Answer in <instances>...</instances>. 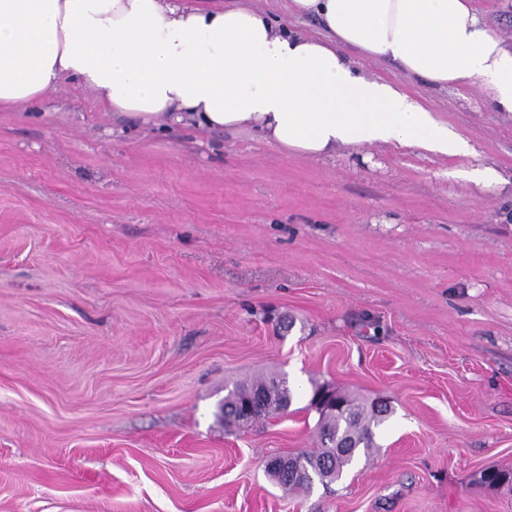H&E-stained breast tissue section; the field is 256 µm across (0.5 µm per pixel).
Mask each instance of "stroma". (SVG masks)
Returning a JSON list of instances; mask_svg holds the SVG:
<instances>
[{"instance_id": "obj_1", "label": "stroma", "mask_w": 512, "mask_h": 512, "mask_svg": "<svg viewBox=\"0 0 512 512\" xmlns=\"http://www.w3.org/2000/svg\"><path fill=\"white\" fill-rule=\"evenodd\" d=\"M473 154L300 156L105 115L0 110V512H512V112L371 63ZM491 171L490 184L468 179ZM285 377L241 431L233 383ZM326 384L387 406L342 479L286 491Z\"/></svg>"}]
</instances>
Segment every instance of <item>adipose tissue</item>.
Segmentation results:
<instances>
[{
    "mask_svg": "<svg viewBox=\"0 0 512 512\" xmlns=\"http://www.w3.org/2000/svg\"><path fill=\"white\" fill-rule=\"evenodd\" d=\"M322 37L246 5L181 0H0V108L35 107L63 81L114 114L209 133L249 127L310 158L398 144L442 156L473 147L396 83L479 88L512 112V41L474 0H289Z\"/></svg>",
    "mask_w": 512,
    "mask_h": 512,
    "instance_id": "adipose-tissue-1",
    "label": "adipose tissue"
}]
</instances>
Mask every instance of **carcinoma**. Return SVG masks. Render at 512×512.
I'll return each mask as SVG.
<instances>
[{"instance_id":"obj_1","label":"carcinoma","mask_w":512,"mask_h":512,"mask_svg":"<svg viewBox=\"0 0 512 512\" xmlns=\"http://www.w3.org/2000/svg\"><path fill=\"white\" fill-rule=\"evenodd\" d=\"M252 399V417L244 423H251L282 412L291 403V394L286 381L258 379L249 383L237 384L224 397V416L231 414L237 402ZM385 410H366L355 401L336 395V409L319 411L318 441L316 447L295 454L297 475L280 477L270 471L268 475L280 486L289 489H309L318 481L328 485L339 480L344 468L351 465L361 453L367 455L374 448V428L383 421ZM346 444L353 449L349 456L336 454V449ZM477 482L492 488L512 489V471L486 469L480 473Z\"/></svg>"}]
</instances>
